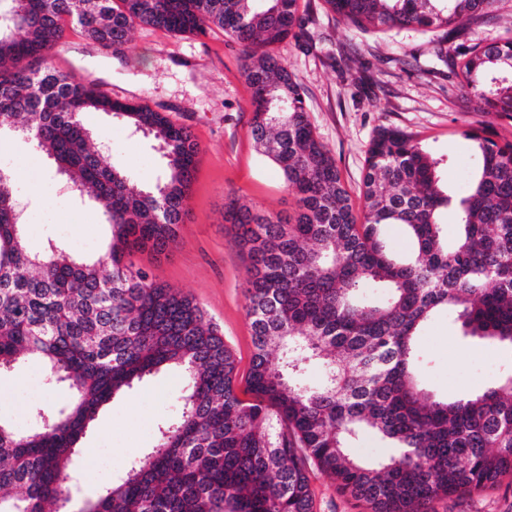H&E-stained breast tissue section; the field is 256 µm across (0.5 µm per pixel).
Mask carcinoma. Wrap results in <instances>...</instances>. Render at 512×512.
Masks as SVG:
<instances>
[{
	"mask_svg": "<svg viewBox=\"0 0 512 512\" xmlns=\"http://www.w3.org/2000/svg\"><path fill=\"white\" fill-rule=\"evenodd\" d=\"M503 2L324 0L363 32H441L433 56L467 108L512 120V36L448 44L456 22H477ZM305 24L300 0H0V132H19L54 159L73 191L103 206L111 232L95 260L52 244L30 252L15 183L0 175V371L37 357L67 393L61 406L36 408L27 432L0 419V512H70L77 447L102 408L171 366L186 378L180 416L77 512H315V470L370 512H432L438 499L512 476V375L450 401L419 386L415 348L439 310L463 336L512 347V141L470 133L480 168L453 196L413 134L383 128L356 210L288 63L273 52L307 38ZM136 25L178 36L217 27L240 46L251 135L296 197L285 218L236 197L227 204L247 260L249 400L237 392L236 359L218 326L135 260L147 246L176 242L195 137L145 103L102 97L94 80L50 65L75 26L119 50ZM85 112L151 137L163 176L149 187L133 181L93 146ZM389 226L405 252L391 245ZM308 361L325 369L317 387L301 379ZM363 434L391 453H353Z\"/></svg>",
	"mask_w": 512,
	"mask_h": 512,
	"instance_id": "1",
	"label": "carcinoma"
}]
</instances>
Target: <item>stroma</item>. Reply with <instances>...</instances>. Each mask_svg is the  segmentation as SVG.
<instances>
[{"instance_id":"obj_1","label":"stroma","mask_w":512,"mask_h":512,"mask_svg":"<svg viewBox=\"0 0 512 512\" xmlns=\"http://www.w3.org/2000/svg\"><path fill=\"white\" fill-rule=\"evenodd\" d=\"M308 23L307 41L286 40L276 51L286 58L304 92L315 132L336 160L341 177L358 194L366 151L374 132L392 127L415 133L434 158L443 187L455 190L476 170L469 134L485 131L497 141L512 140V121L467 111L451 72L428 63L432 33L392 30L359 32L328 11L323 0H301ZM56 69L101 79V52L80 29L69 30ZM119 63L110 82L128 99L127 80L137 77L136 94L154 110L191 129L200 146L190 189L189 214L178 227L172 248L140 252V263L173 288L193 296L224 334L237 361L238 390H245L253 353L244 287L246 262L234 243L235 230L224 220V203L236 195L270 213L293 207L278 167L263 156L250 134L251 89L242 76L239 46L221 29L200 37L177 36L152 28L136 29L130 42L112 52ZM84 125L96 145L110 151L137 183H155L161 157L151 138L101 112H87ZM34 166L39 182H17L24 210L27 244L40 252L61 243L74 254L94 259L110 240L102 206L74 196L54 165L14 132L0 134V168L8 172ZM418 350L426 388L461 398L496 386L512 374V351L473 343L453 316L443 312L423 328ZM29 360L0 373V418L16 428L36 424L37 406L60 401L62 386L42 384L41 397H17L15 381L43 376ZM185 378L166 369L115 396L78 450L83 495L116 479L126 458L153 447L157 427L182 408ZM434 512H512V478L485 491L437 500Z\"/></svg>"}]
</instances>
